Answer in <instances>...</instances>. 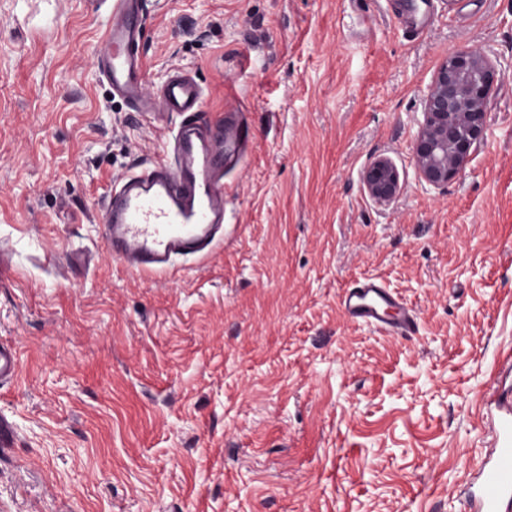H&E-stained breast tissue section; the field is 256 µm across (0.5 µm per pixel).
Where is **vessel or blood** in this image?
I'll return each instance as SVG.
<instances>
[{"label":"vessel or blood","mask_w":512,"mask_h":512,"mask_svg":"<svg viewBox=\"0 0 512 512\" xmlns=\"http://www.w3.org/2000/svg\"><path fill=\"white\" fill-rule=\"evenodd\" d=\"M103 33L102 76L134 111L154 103L145 87L137 47L144 0H108ZM165 112L183 114L164 157L111 182L100 222L113 258L137 273L173 270L177 261L207 256L224 237V161L235 156L248 133L226 117L199 119L203 91L193 77L172 75L162 86ZM348 319L408 337L418 329L414 311L386 286L367 279L341 297ZM493 447L477 468L479 489L467 497V512H512V396L490 390Z\"/></svg>","instance_id":"b4317fda"}]
</instances>
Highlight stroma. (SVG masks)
Returning <instances> with one entry per match:
<instances>
[{"label":"stroma","mask_w":512,"mask_h":512,"mask_svg":"<svg viewBox=\"0 0 512 512\" xmlns=\"http://www.w3.org/2000/svg\"><path fill=\"white\" fill-rule=\"evenodd\" d=\"M100 0H0V512H463L512 354V0H159L148 92L176 72L251 143L224 239L126 271L97 222L168 149L99 74ZM497 64L484 141L421 180L413 144L449 52ZM389 158L400 192L362 176ZM380 279L410 337L348 321ZM362 180L365 192L378 203L389 202L400 190L398 172L386 157L372 161L365 169Z\"/></svg>","instance_id":"stroma-1"}]
</instances>
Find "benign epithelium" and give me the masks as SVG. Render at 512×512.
I'll use <instances>...</instances> for the list:
<instances>
[{"label":"benign epithelium","instance_id":"7a95c632","mask_svg":"<svg viewBox=\"0 0 512 512\" xmlns=\"http://www.w3.org/2000/svg\"><path fill=\"white\" fill-rule=\"evenodd\" d=\"M497 64L479 48L448 54L425 98L414 158L421 178L440 186L455 177L486 133V116ZM365 192L376 202L392 200L400 190L398 172L387 157L372 161L363 173Z\"/></svg>","mask_w":512,"mask_h":512}]
</instances>
